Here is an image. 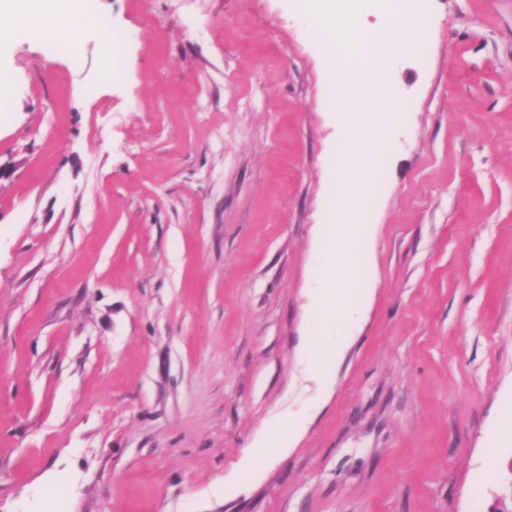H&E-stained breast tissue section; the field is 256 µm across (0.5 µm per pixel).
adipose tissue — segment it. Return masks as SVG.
<instances>
[{
  "instance_id": "obj_1",
  "label": "adipose tissue",
  "mask_w": 512,
  "mask_h": 512,
  "mask_svg": "<svg viewBox=\"0 0 512 512\" xmlns=\"http://www.w3.org/2000/svg\"><path fill=\"white\" fill-rule=\"evenodd\" d=\"M90 20L91 13L83 0H0V46L21 39L72 44ZM320 30L332 44L345 49L351 70H361L370 79H379L380 69L370 51L372 39L358 15L337 13L336 0H323ZM338 109L349 117L343 159L351 166L360 162L363 143V133L353 121V113H375L385 125L392 124L394 114L389 101L372 96L364 87L346 94ZM373 234V225L364 223L353 211L340 212L338 223L324 225L322 229L323 263L321 288L315 300L316 325L301 354L317 386L314 403L318 406L330 392L333 372L348 343L347 337L327 335L325 325L333 317L343 319L348 325H357L374 294L365 264ZM337 255L344 256V263L333 264L332 259ZM284 428L295 438L301 433L293 415L273 416L248 452L252 467L262 466L279 452L277 434Z\"/></svg>"
}]
</instances>
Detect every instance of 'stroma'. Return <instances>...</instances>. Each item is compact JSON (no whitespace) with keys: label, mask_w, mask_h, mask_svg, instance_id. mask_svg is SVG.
I'll list each match as a JSON object with an SVG mask.
<instances>
[{"label":"stroma","mask_w":512,"mask_h":512,"mask_svg":"<svg viewBox=\"0 0 512 512\" xmlns=\"http://www.w3.org/2000/svg\"><path fill=\"white\" fill-rule=\"evenodd\" d=\"M129 42L0 49V512H490L512 498V0L383 53L376 298L301 441L278 411L344 128L295 0H95ZM496 452L488 463L486 449ZM283 428H288L293 439L298 438L301 433L297 419L293 415L282 413L273 416L269 426L249 448L248 462L253 468L262 466L268 459L284 449L280 448L281 442L277 437V433Z\"/></svg>","instance_id":"stroma-1"}]
</instances>
